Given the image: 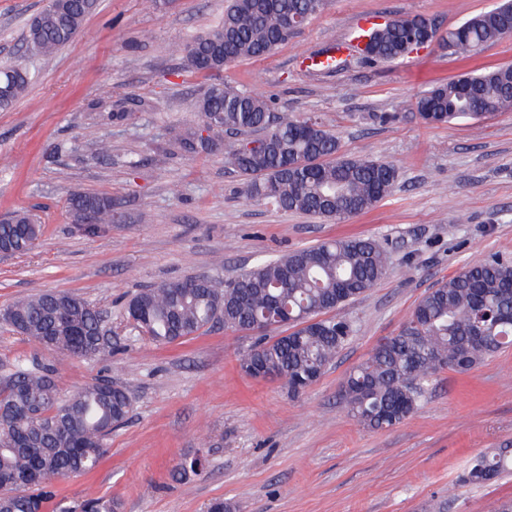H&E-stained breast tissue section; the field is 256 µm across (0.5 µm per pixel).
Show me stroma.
<instances>
[{"label": "stroma", "mask_w": 512, "mask_h": 512, "mask_svg": "<svg viewBox=\"0 0 512 512\" xmlns=\"http://www.w3.org/2000/svg\"><path fill=\"white\" fill-rule=\"evenodd\" d=\"M499 0H326L288 44L222 74L269 97L271 108L318 115L351 156L393 164L398 181L375 209L336 223L247 201L223 154L169 150L200 124L206 77L187 72L178 46L216 26L225 0H98L72 42L50 56L26 46L47 0H0V66L33 81L0 109V216L27 210L43 235L29 253L0 256V309L46 290L77 295L112 326V353L85 359L42 347L0 323V367L34 359L62 395L102 378L124 384L132 411L92 471L54 481L48 512L93 492L118 512H501L512 474L483 485L461 475L490 448L512 443V349L470 373L443 370L415 414L371 431L347 413L346 374L396 335L418 300L463 266L512 256V108L450 124L425 123L418 93L478 68L512 66V37L460 56L431 44L395 62L360 56L320 72L310 54L351 36L359 19L408 15L441 30ZM118 95L105 99L104 86ZM112 200V221L72 223L68 197ZM375 239L388 276L343 308L353 337L315 384L247 377L237 358L255 335L215 326L159 345L127 321L141 289L195 275L233 278L330 238ZM203 456L201 472L180 467Z\"/></svg>", "instance_id": "1"}]
</instances>
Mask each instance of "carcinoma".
I'll return each mask as SVG.
<instances>
[{"instance_id": "1", "label": "carcinoma", "mask_w": 512, "mask_h": 512, "mask_svg": "<svg viewBox=\"0 0 512 512\" xmlns=\"http://www.w3.org/2000/svg\"><path fill=\"white\" fill-rule=\"evenodd\" d=\"M323 0H228L221 23L182 49L186 68L219 74L241 60H258L287 43L295 32L286 15L310 19ZM95 7L94 0H52L29 26L27 41L43 56L68 44ZM512 37V0L448 30L444 48L467 54ZM414 50L409 31L393 19L370 28L358 53L369 60L396 61ZM20 66L0 72V109L27 89ZM428 124H445L512 107V66L473 72L436 86L416 98ZM200 127L176 141L189 154L221 150L215 134L244 133L264 142L252 154L233 147L224 163L243 180L246 197L277 209L316 215L340 223L376 207L389 195L397 169L386 162L340 154L335 133L316 117L294 119L273 112L267 97L212 82L200 93ZM72 222L112 223V201L95 193L69 198ZM42 226L26 213L0 223V249L14 254L33 248ZM389 257L369 238L328 239L267 261L235 279L195 276L163 283L134 295L127 315L137 312L138 328L157 344L196 336L222 324L245 332L257 322L267 339L239 357L241 370L262 367L282 376L296 395L314 383L352 338L353 328L336 314L374 288L389 273ZM0 318L37 343L78 358L112 354L98 338L103 312L82 298L44 291L22 298ZM287 325L293 331L275 336ZM512 348V261L490 257L469 264L416 304L399 333L378 344L343 382L351 417L367 429L390 428L411 416L423 382L448 368L466 374L488 358ZM127 388L101 379L62 397L49 367L20 359L0 384V512H45L52 481L84 474L97 466L112 431L129 417ZM512 473V446L478 456L463 475L468 485H485ZM78 512H116L112 499L89 493Z\"/></svg>"}]
</instances>
